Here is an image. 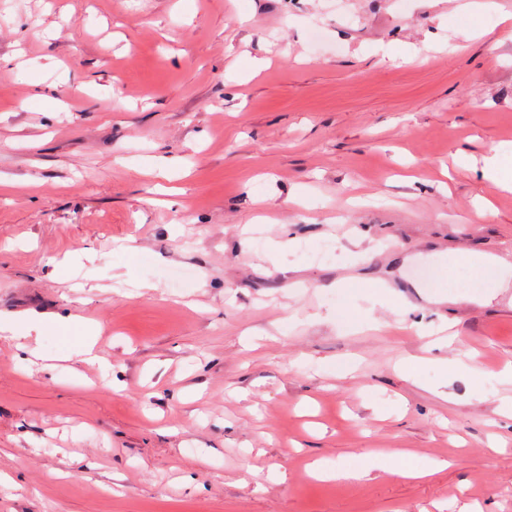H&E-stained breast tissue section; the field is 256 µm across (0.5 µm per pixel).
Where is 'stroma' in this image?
<instances>
[{"instance_id": "1", "label": "stroma", "mask_w": 512, "mask_h": 512, "mask_svg": "<svg viewBox=\"0 0 512 512\" xmlns=\"http://www.w3.org/2000/svg\"><path fill=\"white\" fill-rule=\"evenodd\" d=\"M495 152L512 0H0V512H512Z\"/></svg>"}]
</instances>
